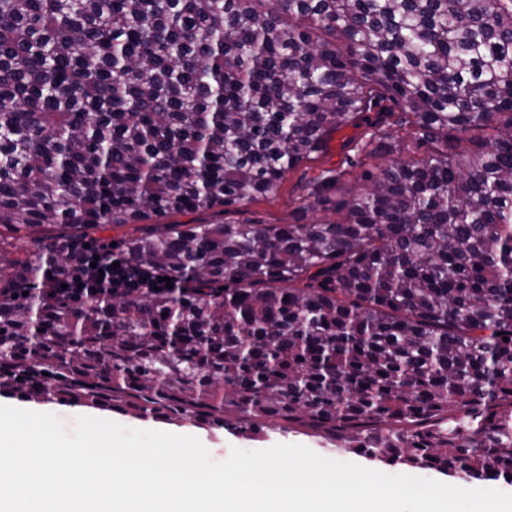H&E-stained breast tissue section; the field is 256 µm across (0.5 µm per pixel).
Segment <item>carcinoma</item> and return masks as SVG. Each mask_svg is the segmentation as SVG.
Instances as JSON below:
<instances>
[{
	"label": "carcinoma",
	"mask_w": 512,
	"mask_h": 512,
	"mask_svg": "<svg viewBox=\"0 0 512 512\" xmlns=\"http://www.w3.org/2000/svg\"><path fill=\"white\" fill-rule=\"evenodd\" d=\"M368 112L304 206L336 218L157 224L120 257L175 290L54 293L92 232L272 196ZM363 155L388 160L328 196ZM15 392L512 475V0H0Z\"/></svg>",
	"instance_id": "carcinoma-1"
}]
</instances>
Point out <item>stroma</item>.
<instances>
[{"instance_id": "obj_1", "label": "stroma", "mask_w": 512, "mask_h": 512, "mask_svg": "<svg viewBox=\"0 0 512 512\" xmlns=\"http://www.w3.org/2000/svg\"><path fill=\"white\" fill-rule=\"evenodd\" d=\"M360 131L347 127L334 133L326 153L316 155L297 169L286 174L277 192L241 207H219L203 212L175 214L169 216V223L179 224H219L229 220L250 221L256 224H294L305 223L324 217V210L304 211V199L310 186V178L321 169L336 168L343 162L342 144L359 136ZM0 404L24 408L36 412L57 416L66 430H73L78 417L87 416L111 420L129 428L163 430L180 435L197 437L208 448L213 462H223L230 456L232 449L265 450L277 444H299L328 459L351 462L363 467L388 474H406L426 476L450 486L467 489H497L512 494V480L501 477L495 480H473L460 475L429 470L422 471L400 462H391L383 458L350 451L348 441L335 432L311 427L307 421L285 422L272 417L260 424L240 427L234 417H225L224 421L210 420L187 421L175 416L144 415L124 404L113 403L98 408L44 403L19 397L15 394H1Z\"/></svg>"}]
</instances>
